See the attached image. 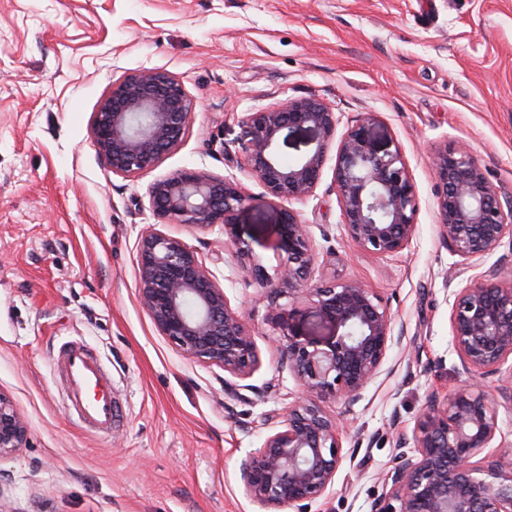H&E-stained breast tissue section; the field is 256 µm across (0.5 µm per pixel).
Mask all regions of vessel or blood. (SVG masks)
Returning <instances> with one entry per match:
<instances>
[{
	"mask_svg": "<svg viewBox=\"0 0 512 512\" xmlns=\"http://www.w3.org/2000/svg\"><path fill=\"white\" fill-rule=\"evenodd\" d=\"M57 369L63 379L71 414L87 430L111 434L117 417L112 379L100 359L83 345L60 351Z\"/></svg>",
	"mask_w": 512,
	"mask_h": 512,
	"instance_id": "b4317fda",
	"label": "vessel or blood"
}]
</instances>
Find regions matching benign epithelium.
I'll use <instances>...</instances> for the list:
<instances>
[{
	"mask_svg": "<svg viewBox=\"0 0 512 512\" xmlns=\"http://www.w3.org/2000/svg\"><path fill=\"white\" fill-rule=\"evenodd\" d=\"M196 103L181 82L162 70L126 75L112 86L94 114L92 135L112 172L138 175L157 167L188 130ZM365 112L336 137L340 115L313 94L248 112L239 122L243 165L272 197L303 200L315 195L323 171L334 161L332 186L341 224L357 247L378 257L393 256L411 243L418 206L415 188L398 147L380 145ZM316 135L314 148L286 163L280 138L297 129ZM436 204L448 251L468 263L512 234V205L503 204L482 165L467 150L435 149ZM250 197L237 181L182 170L154 182L150 204L158 221L200 229L219 226L241 264L251 257L237 234V215ZM283 262L269 276L260 264L247 271L265 290L266 321L275 331L281 360L300 383V393L276 417L262 446L240 465L246 495L259 512L326 494L345 458L338 418L323 404L355 400L373 381L393 346L404 338L376 294L360 281L314 277L315 254L307 225L286 210L281 216ZM139 300L157 331L184 356L246 379L260 366L252 331L232 307L224 287L181 239L160 231L141 239ZM313 313L335 328L316 339L300 328ZM452 341L462 370L482 381L512 359V279L491 266L456 290L450 306ZM512 403V390L465 384L445 400L428 397L413 427L401 434L402 448L385 475L387 491L370 512H512V464L496 443L499 400ZM27 425L0 394V457L23 447Z\"/></svg>",
	"mask_w": 512,
	"mask_h": 512,
	"instance_id": "benign-epithelium-1",
	"label": "benign epithelium"
}]
</instances>
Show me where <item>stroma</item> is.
Segmentation results:
<instances>
[{
  "label": "stroma",
  "mask_w": 512,
  "mask_h": 512,
  "mask_svg": "<svg viewBox=\"0 0 512 512\" xmlns=\"http://www.w3.org/2000/svg\"><path fill=\"white\" fill-rule=\"evenodd\" d=\"M161 69L198 102L182 143L150 172L114 174L92 137L113 84ZM303 94L343 121L378 116L418 205L410 245L366 253L340 222L332 173L313 197L266 194L242 167L245 113ZM471 152L512 203V0H0V394L28 425L0 458V512H256L239 465L299 392L265 320L263 290L224 256V233L166 224L240 308L260 351L250 390L183 356L138 297V250L157 219L149 188L185 169L234 176L250 194L238 232L267 271L282 260L281 214L307 225L323 278L357 280L405 325L382 373L351 405L330 404L347 457L304 510L368 512L398 435L430 394L461 383L449 320L457 288L497 264L512 238L461 264L441 241L434 150ZM92 347L119 421L86 433L65 410L55 349Z\"/></svg>",
  "instance_id": "35a3bbf8"
}]
</instances>
